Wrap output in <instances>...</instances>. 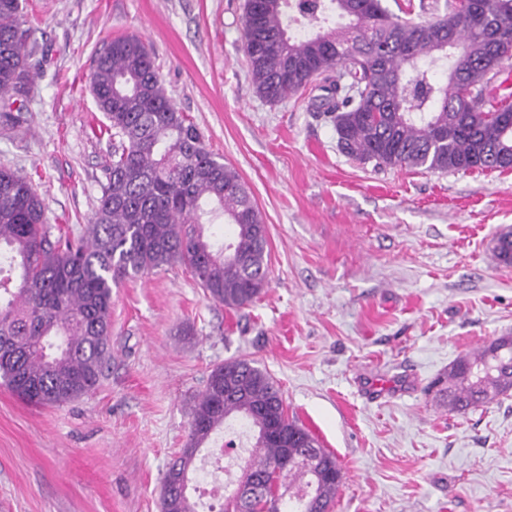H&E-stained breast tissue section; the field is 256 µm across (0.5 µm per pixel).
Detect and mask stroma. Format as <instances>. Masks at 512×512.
<instances>
[{"label": "stroma", "mask_w": 512, "mask_h": 512, "mask_svg": "<svg viewBox=\"0 0 512 512\" xmlns=\"http://www.w3.org/2000/svg\"><path fill=\"white\" fill-rule=\"evenodd\" d=\"M245 0H24L42 74L0 164L33 181L54 230L87 224L112 160L89 90L95 54L135 35L232 164L268 227L271 280L236 310L175 265L112 289V362L89 395L36 407L0 381V512H160L188 408L225 360L254 361L290 417L339 460L331 512H512V395L464 415L432 382L512 334V172L377 169L337 146L311 93L251 84ZM230 422L204 444L240 475Z\"/></svg>", "instance_id": "obj_1"}]
</instances>
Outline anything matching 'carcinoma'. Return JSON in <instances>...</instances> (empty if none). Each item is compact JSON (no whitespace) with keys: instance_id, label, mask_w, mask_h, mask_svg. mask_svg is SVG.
I'll use <instances>...</instances> for the list:
<instances>
[{"instance_id":"carcinoma-1","label":"carcinoma","mask_w":512,"mask_h":512,"mask_svg":"<svg viewBox=\"0 0 512 512\" xmlns=\"http://www.w3.org/2000/svg\"><path fill=\"white\" fill-rule=\"evenodd\" d=\"M480 28L446 12L424 23L393 17L381 0H246L244 51L255 93L280 103L317 78L311 106L332 116L340 149L376 168L512 171V122L492 113L512 93L488 87L512 56V0H481ZM311 33L298 37L292 25ZM22 0H0V118L27 123L10 99L39 75ZM448 62V79L433 71ZM90 91L112 128V163L89 223L53 235L30 178L0 165V248L17 279H0V378L37 407L92 392L112 360V286L179 264L215 302L252 303L269 286L267 227L238 171L206 146L170 95L151 48L113 38L95 60ZM231 225L217 247L205 225ZM495 258L512 264V231ZM512 391V336L458 357L437 396L465 414ZM230 420L250 436L249 461L224 512H330L343 480L336 457L288 418L279 385L247 359L215 366L189 409V441L163 477L161 507L197 512L172 471L195 467L196 449Z\"/></svg>"}]
</instances>
